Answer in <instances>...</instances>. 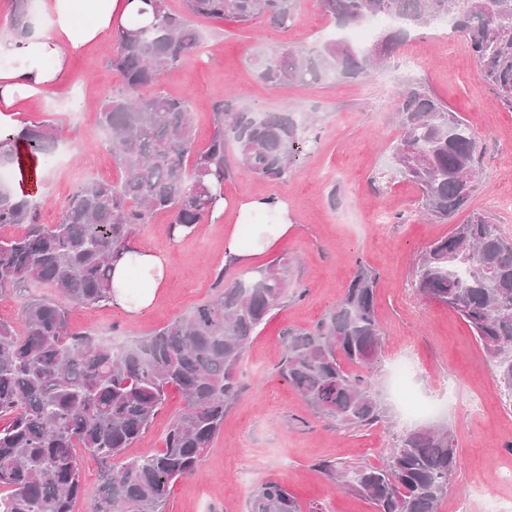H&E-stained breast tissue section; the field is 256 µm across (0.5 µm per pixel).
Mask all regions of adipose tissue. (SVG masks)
<instances>
[{
    "instance_id": "1",
    "label": "adipose tissue",
    "mask_w": 512,
    "mask_h": 512,
    "mask_svg": "<svg viewBox=\"0 0 512 512\" xmlns=\"http://www.w3.org/2000/svg\"><path fill=\"white\" fill-rule=\"evenodd\" d=\"M29 10L26 34H19L10 19L0 20V130L19 127L20 104L56 96L67 86L70 55L84 47L115 40L132 24H151L155 15L149 0H35ZM274 212L278 221L258 225L252 244H243L238 230L224 239V257L250 269L256 256L287 238L292 229L287 201L255 196L239 206V216ZM164 256L150 247L132 243L112 262L108 302L129 319L152 307L167 281Z\"/></svg>"
}]
</instances>
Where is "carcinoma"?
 Segmentation results:
<instances>
[{
    "mask_svg": "<svg viewBox=\"0 0 512 512\" xmlns=\"http://www.w3.org/2000/svg\"><path fill=\"white\" fill-rule=\"evenodd\" d=\"M340 26L388 17L406 25L362 54L343 42L316 52L286 47L259 72L266 83H320L350 78L385 59L408 29L452 19L463 30L482 79L512 108V32L498 33L493 19L512 25V0H318ZM158 23L117 37L106 69L119 73L123 89L98 105L101 127L121 172L117 182L92 179L69 195L56 224L38 221L36 196L0 184V294H23L33 283L47 292L26 298L21 326L0 320V512H75L82 497L80 455L103 465L94 512H164L173 484L197 474L201 458L224 425V412L240 392V362L258 328L288 296V260L279 259L224 281L216 294L187 315L150 334L113 345L90 332H75L69 307L106 298L110 263L137 228L158 214L169 231L203 223L217 199L212 188L229 174L224 147L260 180L285 181L308 143L307 122L289 112L259 115L222 102L213 110L209 144L185 157L195 139L186 101L159 88L162 76L198 45L191 17L260 19L281 31L295 22L294 0H184L172 12L152 0ZM155 90L145 95L142 89ZM400 138L392 159L415 185L418 205L444 222L465 209L480 183L477 142L468 122L421 83L399 96ZM422 152L403 153L407 143ZM58 139L45 122L0 136V167L14 173L24 158L50 157ZM20 226L22 232L6 229ZM376 275L361 267L336 307L309 330L288 332L281 375L307 405L331 424L359 429L380 418L372 377L383 333L376 318ZM414 286L426 299L455 310L472 330L498 374L503 400L512 408V238L476 212L448 237L420 255ZM186 407L174 419L163 447L134 457L126 450L141 439L169 387ZM456 465L452 432L442 426L403 434L380 465H321L375 512H437ZM246 512L302 510L286 486L266 481Z\"/></svg>",
    "mask_w": 512,
    "mask_h": 512,
    "instance_id": "carcinoma-1",
    "label": "carcinoma"
}]
</instances>
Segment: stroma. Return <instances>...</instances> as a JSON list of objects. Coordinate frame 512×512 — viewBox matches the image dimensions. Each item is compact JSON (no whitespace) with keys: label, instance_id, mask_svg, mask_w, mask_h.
<instances>
[{"label":"stroma","instance_id":"35a3bbf8","mask_svg":"<svg viewBox=\"0 0 512 512\" xmlns=\"http://www.w3.org/2000/svg\"><path fill=\"white\" fill-rule=\"evenodd\" d=\"M192 25L201 35L199 49L166 73L161 86L189 102L196 148L209 142L212 109L220 101L258 113L287 106L296 117L312 118L313 128L283 182L258 180L239 164L236 147L226 148L231 170L224 197L230 209L262 194L288 202L293 230L255 263L287 258L291 286L241 360L243 389L226 410L198 474L174 484L165 512H245L252 492L268 480L286 485L304 506L320 502L327 512H373L367 500L340 491L318 465L325 460L345 466L378 463L412 429L389 377L393 360L406 348L419 363L410 394L450 401L435 417L453 432L456 448V472L440 512H454L455 501L477 480L487 496H497L496 471L512 467V409L505 406L494 371L463 319L426 300L412 285L422 252L465 223L470 211L494 215L512 236V212L498 205L512 198V109L482 80L463 33L435 22L411 31L368 74L275 87L260 79L259 70L283 47L307 51L348 38L347 29L322 14L317 0H299L296 23L285 33L261 21L196 18ZM114 51L113 44L98 43L72 55L69 94L23 107L21 121L48 122L58 137V148L47 162L40 223H57L67 197L83 179L120 175L96 111L97 103L122 86L117 73L105 70ZM411 82L433 89L477 136L480 190L469 210L442 223L426 220L417 206L416 188L391 174L390 146L400 134L394 107L399 91ZM228 227V222L207 220L176 242L167 217L141 226L135 241L162 253L168 265V282L155 306L134 320L104 302L75 306L69 315L72 329H91L100 338L122 343L188 314L215 294L218 274L240 273L224 259ZM361 267L377 277L376 317L384 348L372 378L384 416L372 427L347 431L317 416L279 366L287 331L313 328L334 310ZM474 399L484 406L477 421L467 412ZM184 407L181 393L169 390L134 453L160 448Z\"/></svg>","mask_w":512,"mask_h":512}]
</instances>
